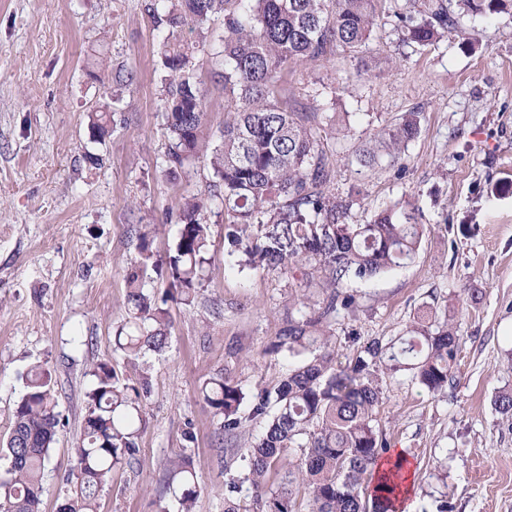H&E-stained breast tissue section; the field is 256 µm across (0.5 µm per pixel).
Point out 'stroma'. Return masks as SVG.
<instances>
[{
    "instance_id": "35a3bbf8",
    "label": "stroma",
    "mask_w": 512,
    "mask_h": 512,
    "mask_svg": "<svg viewBox=\"0 0 512 512\" xmlns=\"http://www.w3.org/2000/svg\"><path fill=\"white\" fill-rule=\"evenodd\" d=\"M148 0H0V436L8 433L31 365L50 366L60 426L43 484V512L67 492L93 365L147 379L146 430L132 465L99 495V512H154L170 458L193 462L202 491L195 512H224V484L239 476L216 444L219 419L198 386L224 372L244 390L276 384L287 364L261 351L292 304L288 277L230 269L224 212L213 204L211 264L203 299L170 302L169 345L130 360L116 349L126 317L125 274L137 251L129 225L153 224L151 248L172 246L185 195L212 171L192 162L176 176L162 167L165 90ZM221 21L184 28L191 71L210 129L222 126L223 64L213 42ZM132 67V85L116 71ZM289 109L316 118L346 114L328 134L337 196L358 192L349 223L409 198L426 227L412 263L355 284L360 306L338 314L339 362L367 340L405 335L420 311L453 306L461 348L452 382L431 395L410 376L388 383L378 420L390 453H403L413 487L404 512H512V423L494 399L512 389V12L461 17L457 31L420 47L400 43L394 18L381 20L362 53L332 49L284 74ZM115 114L102 142L89 115ZM421 130L398 162L361 166L355 152L402 113Z\"/></svg>"
}]
</instances>
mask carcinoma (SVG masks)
<instances>
[{
    "label": "carcinoma",
    "mask_w": 512,
    "mask_h": 512,
    "mask_svg": "<svg viewBox=\"0 0 512 512\" xmlns=\"http://www.w3.org/2000/svg\"><path fill=\"white\" fill-rule=\"evenodd\" d=\"M391 0H154L152 18L161 27V59L177 75L166 87L163 120L167 134L163 166L169 174L189 162L207 161V189L184 198L178 235L165 255L151 250L155 226L133 224L139 260L126 273V320L115 344L130 358L165 351L170 335V300L195 303L203 291L211 257L205 213L215 200L224 209V244L241 269L323 274V298L303 293L295 299L265 356L288 359L274 386L249 393L222 373L199 385V394L221 419L219 435L229 461L245 463L239 478L226 483L224 512H393L404 463L377 470L388 452L377 418L387 380L408 372L420 388L438 394L448 387L457 364L461 336L448 318L420 320L407 335L384 342L363 341L345 365L336 364L334 325L339 311L355 312L349 288L402 268L416 256L425 231L408 202L377 212L367 224H350L354 200L332 193L328 144L306 112H292L279 98L282 73L299 62H315L335 45L359 53ZM419 11L393 12L404 44H431L456 29L458 16L512 10V0H423ZM222 18L224 34L214 55L223 59L227 118L207 135L204 97L188 72L193 46L183 27ZM112 118L89 116L90 136L102 140ZM420 131V113L405 112L383 128L374 145L359 153L360 164L379 152L392 159ZM168 281L162 293L147 291L152 278ZM83 433L73 448L66 482L69 495L58 512H98L100 491L114 471L135 459L147 420L143 400L149 384L129 383L107 363L89 371ZM0 458L9 462L0 477V512H42L43 476L51 462L59 426L57 392L51 370L35 364L23 376ZM260 423L248 448H232L238 434ZM169 480L157 497V512H194L200 487L190 459L169 462Z\"/></svg>",
    "instance_id": "cac0c4a2"
}]
</instances>
